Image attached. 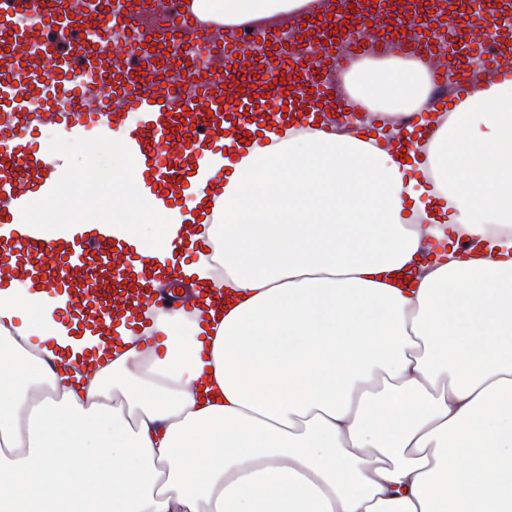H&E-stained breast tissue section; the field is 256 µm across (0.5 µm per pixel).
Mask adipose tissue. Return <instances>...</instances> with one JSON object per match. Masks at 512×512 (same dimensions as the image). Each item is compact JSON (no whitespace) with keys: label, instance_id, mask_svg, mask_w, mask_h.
Here are the masks:
<instances>
[{"label":"adipose tissue","instance_id":"ef3b65f1","mask_svg":"<svg viewBox=\"0 0 512 512\" xmlns=\"http://www.w3.org/2000/svg\"><path fill=\"white\" fill-rule=\"evenodd\" d=\"M328 6L194 8L232 27ZM345 82L359 112L433 95L401 51ZM264 135L196 148L183 207L112 175L113 238L220 298L202 324L151 313L164 353L120 320H56L67 298L37 277L0 290V512H512V73L456 98L428 140L408 128L402 152ZM210 192L224 221L189 263ZM94 356L109 362L83 382Z\"/></svg>","mask_w":512,"mask_h":512}]
</instances>
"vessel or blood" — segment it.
Listing matches in <instances>:
<instances>
[{"mask_svg":"<svg viewBox=\"0 0 512 512\" xmlns=\"http://www.w3.org/2000/svg\"><path fill=\"white\" fill-rule=\"evenodd\" d=\"M459 11L441 16L448 30L447 50L452 74L460 91H473L467 56L471 33L483 14L458 0ZM101 0H0V229L24 224L22 233L12 230L0 245V288L24 277L33 261L45 268L44 285L70 293L69 314L102 323L122 316L133 335L143 333L146 309L176 312L168 296L153 288L147 272L134 264L119 263L118 246L103 234H84L67 240H49L43 227L26 222L21 213L36 199L52 196L58 162L48 153L33 149L30 137L44 124L59 132L80 134L96 131L110 138L112 126L122 114L148 112L153 122L131 134L129 153L151 162L148 179L159 196L176 199L188 184L192 170L191 146L222 147L227 132L256 137L260 121L271 112L285 114L289 123L314 127L321 103L335 99L326 82H312L310 71L295 62L294 49L280 47L274 31L259 33L273 51H253L250 40L210 45V23L196 19L181 6L169 21L146 29L140 45L128 46L115 55L111 46L120 18L141 15L143 0H132L121 13L103 12ZM199 53L202 63L225 62L234 69L238 59H254L252 80L245 87L225 86L222 73L205 78L202 72H186L182 55ZM101 84L98 98L84 96L80 76ZM273 93H266L268 83ZM313 84V93H295V84ZM181 141L171 153L173 141ZM109 269L119 263V274L129 285L125 294H110L105 279L85 276L90 263Z\"/></svg>","mask_w":512,"mask_h":512,"instance_id":"1","label":"vessel or blood"}]
</instances>
